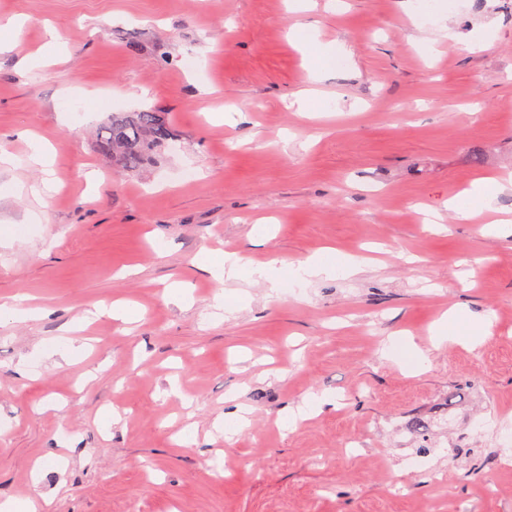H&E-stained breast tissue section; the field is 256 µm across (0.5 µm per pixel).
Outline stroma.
Returning <instances> with one entry per match:
<instances>
[{"label": "stroma", "mask_w": 512, "mask_h": 512, "mask_svg": "<svg viewBox=\"0 0 512 512\" xmlns=\"http://www.w3.org/2000/svg\"><path fill=\"white\" fill-rule=\"evenodd\" d=\"M0 0V499L37 512H512V0ZM343 59L310 77L324 50ZM195 58L196 71L183 63ZM165 113L175 139L138 170L96 130ZM240 113L235 125L220 121ZM24 131L55 149L57 191ZM496 179L470 219L449 199ZM325 246L367 258L303 283ZM235 251L282 286L204 264ZM175 281L187 301L170 299ZM223 294V310L213 298ZM123 298L55 366L84 310ZM489 319L475 349L433 346L449 306ZM431 361L401 366L404 338ZM394 340L393 359L382 356ZM179 377L181 392L170 391ZM335 398L284 431V408ZM251 424L216 430L234 404ZM447 430L419 433L414 420ZM359 448L342 447L343 438ZM429 464L444 498L408 462ZM407 481L392 499L389 486ZM26 298L23 296H15L12 301H0V320L8 319L12 321H25L34 318L43 312L40 308H25L22 302Z\"/></svg>", "instance_id": "obj_1"}]
</instances>
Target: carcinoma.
Listing matches in <instances>:
<instances>
[{
  "mask_svg": "<svg viewBox=\"0 0 512 512\" xmlns=\"http://www.w3.org/2000/svg\"><path fill=\"white\" fill-rule=\"evenodd\" d=\"M98 151L125 169H138L174 137L162 112H115L96 133Z\"/></svg>",
  "mask_w": 512,
  "mask_h": 512,
  "instance_id": "carcinoma-1",
  "label": "carcinoma"
}]
</instances>
